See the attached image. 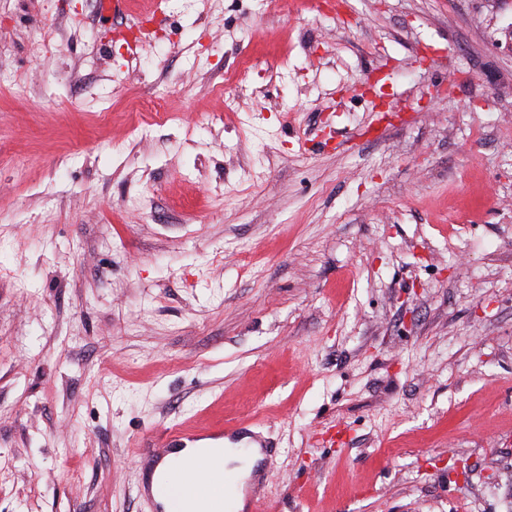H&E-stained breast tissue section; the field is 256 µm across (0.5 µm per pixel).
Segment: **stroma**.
Here are the masks:
<instances>
[{"label": "stroma", "mask_w": 512, "mask_h": 512, "mask_svg": "<svg viewBox=\"0 0 512 512\" xmlns=\"http://www.w3.org/2000/svg\"><path fill=\"white\" fill-rule=\"evenodd\" d=\"M0 0V512H512V0ZM199 437L202 436L191 432L183 424L163 428L161 431L148 436L142 441L139 448H136L137 461H140L141 466L149 458H156L160 462L165 458L156 469V474H158L166 469L176 456L179 458L173 460L170 467L180 469L192 468L201 455L222 454L218 462L224 476L228 472L236 473L239 479L250 475L256 460L259 458L257 448H251L250 451L245 452L242 449L231 447L232 445L229 442H227L225 448H198L201 445L219 446V444H215V442L220 443L219 441L210 440L199 441L193 447L186 448L188 443H195L199 440ZM180 450L182 451L179 454H171ZM232 463L238 465L226 469ZM196 469L205 470L203 460L197 462ZM194 469H186L177 471L169 475L167 480L159 484L155 490L149 485H143L142 496H144L152 505L155 512H177L173 510L166 511V504L170 508H174V504L178 497L182 496L185 491L191 489L195 481Z\"/></svg>", "instance_id": "35a3bbf8"}]
</instances>
